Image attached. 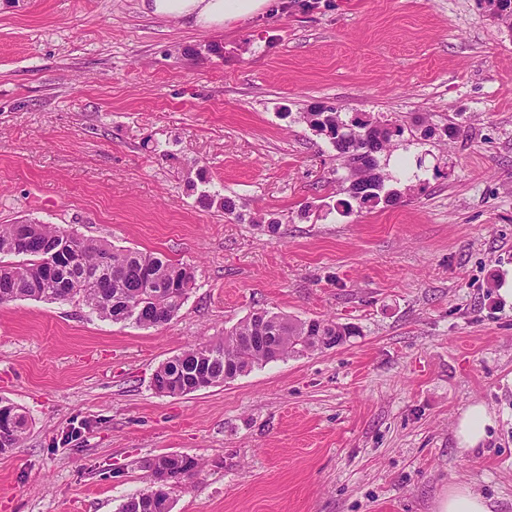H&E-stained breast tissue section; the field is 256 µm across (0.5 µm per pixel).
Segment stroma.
Here are the masks:
<instances>
[{
	"mask_svg": "<svg viewBox=\"0 0 512 512\" xmlns=\"http://www.w3.org/2000/svg\"><path fill=\"white\" fill-rule=\"evenodd\" d=\"M275 3L199 29L139 0H0V224L195 271L156 329L0 304V398L29 417L0 512H117L159 454L204 464L171 512H435L461 482L512 512V33L478 0ZM317 106L403 126L379 156L394 203L337 210L347 171L302 118ZM260 308L353 334L154 391ZM476 402L492 423L463 453ZM491 424V416L482 403L467 406L461 412L454 431L456 442L463 451L479 446L486 438V427Z\"/></svg>",
	"mask_w": 512,
	"mask_h": 512,
	"instance_id": "obj_1",
	"label": "stroma"
}]
</instances>
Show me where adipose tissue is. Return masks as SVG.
<instances>
[{"label": "adipose tissue", "instance_id": "adipose-tissue-1", "mask_svg": "<svg viewBox=\"0 0 512 512\" xmlns=\"http://www.w3.org/2000/svg\"><path fill=\"white\" fill-rule=\"evenodd\" d=\"M270 0H141V10L157 18H173L198 28H215L224 22L251 19L265 12ZM491 423L487 407L474 403L461 412L454 431L461 450L469 451L486 438Z\"/></svg>", "mask_w": 512, "mask_h": 512}]
</instances>
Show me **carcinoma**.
I'll return each instance as SVG.
<instances>
[{"instance_id":"cac0c4a2","label":"carcinoma","mask_w":512,"mask_h":512,"mask_svg":"<svg viewBox=\"0 0 512 512\" xmlns=\"http://www.w3.org/2000/svg\"><path fill=\"white\" fill-rule=\"evenodd\" d=\"M332 119L341 124L342 133H334L332 144L342 161L348 155L361 154L364 164L371 170H379L377 154L392 145L393 138L400 137L399 125L386 124L390 138L377 143L366 133L376 123L363 115L348 121L337 112ZM380 184L370 189L355 184L346 188L349 199L342 202L345 212L352 211V203L358 207H375L380 203H392L397 192L384 191L385 179L378 174ZM112 253V266L99 265L100 256ZM23 257L18 263L0 260V303L32 299L65 303L81 301L91 313L115 323L132 322L142 328H158L176 316L189 291L193 288V268L173 263L159 253H147L130 249H118L111 244L68 233L54 224H1L0 256ZM60 261L49 267L44 264L47 256ZM136 308L137 315L129 314ZM352 330L332 319L301 320L271 313L264 309L254 311L239 322L224 337L215 342L188 348L155 372L158 391L168 390V396L184 395L182 388L175 387L174 379L190 372L198 356L207 355L210 378L214 386L225 382L224 364L240 363L241 373L269 362L262 345L270 342L280 351V357L301 356L304 336H327L330 346H336V337L346 338ZM13 417L12 437L4 444L16 448L23 440L28 418L26 412L10 404ZM138 468L151 486L163 488L200 473L202 463L195 457L160 454L139 461ZM169 497L154 499L150 490L129 497L119 507V512H170Z\"/></svg>"}]
</instances>
